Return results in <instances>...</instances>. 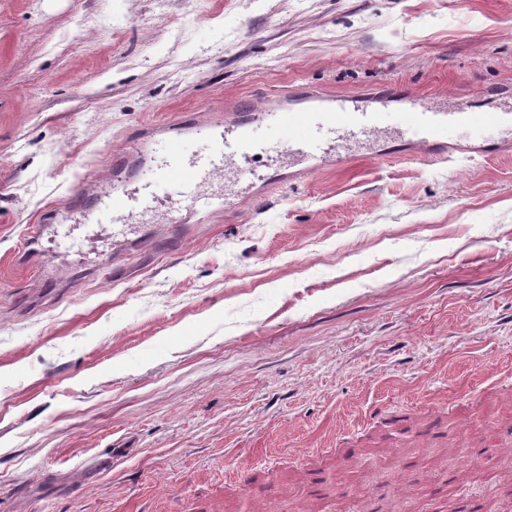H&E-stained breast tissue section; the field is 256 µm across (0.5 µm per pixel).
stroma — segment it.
I'll use <instances>...</instances> for the list:
<instances>
[{
  "instance_id": "stroma-1",
  "label": "stroma",
  "mask_w": 512,
  "mask_h": 512,
  "mask_svg": "<svg viewBox=\"0 0 512 512\" xmlns=\"http://www.w3.org/2000/svg\"><path fill=\"white\" fill-rule=\"evenodd\" d=\"M390 86L512 105V0H0V512L512 502V137L265 156L178 249L130 235L119 280L74 222L39 241L56 280L28 260L132 139Z\"/></svg>"
}]
</instances>
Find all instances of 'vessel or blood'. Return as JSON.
<instances>
[{"label": "vessel or blood", "instance_id": "vessel-or-blood-1", "mask_svg": "<svg viewBox=\"0 0 512 512\" xmlns=\"http://www.w3.org/2000/svg\"><path fill=\"white\" fill-rule=\"evenodd\" d=\"M297 106L255 108L241 106L246 119L224 129L199 125L184 131L173 124L164 141L159 162L143 168L138 189L142 208L165 200L174 211L202 207L223 210V196L203 197L202 184L227 165H239L258 154L288 153L299 158L305 171H313L328 158L344 159L351 141L393 124L419 137L429 154L441 158L455 131L466 129L483 136L512 122L500 111L474 112L466 107L451 112L428 109L388 111L386 106H367L356 99H335L323 95L298 96ZM130 191L109 194L74 193L67 206L86 213L96 224L128 223Z\"/></svg>", "mask_w": 512, "mask_h": 512}]
</instances>
